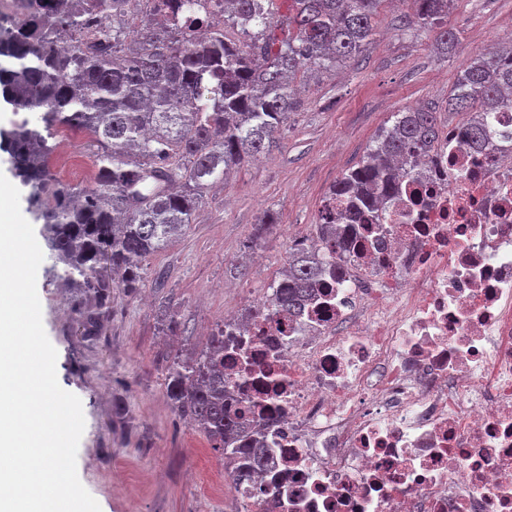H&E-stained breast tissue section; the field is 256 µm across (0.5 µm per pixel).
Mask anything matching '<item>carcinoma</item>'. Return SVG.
<instances>
[{"label": "carcinoma", "mask_w": 512, "mask_h": 512, "mask_svg": "<svg viewBox=\"0 0 512 512\" xmlns=\"http://www.w3.org/2000/svg\"><path fill=\"white\" fill-rule=\"evenodd\" d=\"M142 0H18L24 20H0V97L15 112H38L1 132L15 176L30 187L31 212L52 228L50 247L65 276L93 298L95 327L114 288L143 286L142 261L185 227L212 180L277 146L294 108L292 82L354 58L371 40L381 0H224L227 17L249 41L195 14L196 0H154L184 28L136 21ZM414 22L448 48L452 0H399ZM257 31L252 33L250 28ZM448 109L468 112L466 143L493 146L492 113L512 111V49L467 62ZM87 133L96 144L93 183L58 182L48 139L59 130ZM438 115L409 108L381 130L377 144L330 189L317 239L346 248L336 225L358 222L389 198L409 158L436 141ZM326 262L315 244L289 252L288 269L269 298L272 313L292 315L312 296ZM169 399L224 458L234 484L271 466L261 432L228 409L224 332L190 361L174 358L165 374Z\"/></svg>", "instance_id": "1"}]
</instances>
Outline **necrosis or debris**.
Wrapping results in <instances>:
<instances>
[{"mask_svg":"<svg viewBox=\"0 0 512 512\" xmlns=\"http://www.w3.org/2000/svg\"><path fill=\"white\" fill-rule=\"evenodd\" d=\"M224 351L265 432L268 512H512V140L461 124L366 210L294 317Z\"/></svg>","mask_w":512,"mask_h":512,"instance_id":"1","label":"necrosis or debris"}]
</instances>
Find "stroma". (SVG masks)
<instances>
[{"mask_svg":"<svg viewBox=\"0 0 512 512\" xmlns=\"http://www.w3.org/2000/svg\"><path fill=\"white\" fill-rule=\"evenodd\" d=\"M405 11L382 0L358 57L298 74L278 145L207 187L188 230L143 260L144 286L113 289L97 335L82 327L92 301L78 302L43 224L34 223L43 326L57 351L58 382L79 397L85 418L77 473L101 512H236L223 457L166 394V365L204 348L226 312L243 309L277 279L289 234L305 235L318 223L329 189L363 160L394 113L446 110L462 65L499 46L512 0H454L448 25L457 41L446 52ZM267 211L276 224L254 247L263 259L242 262Z\"/></svg>","mask_w":512,"mask_h":512,"instance_id":"stroma-1","label":"stroma"}]
</instances>
